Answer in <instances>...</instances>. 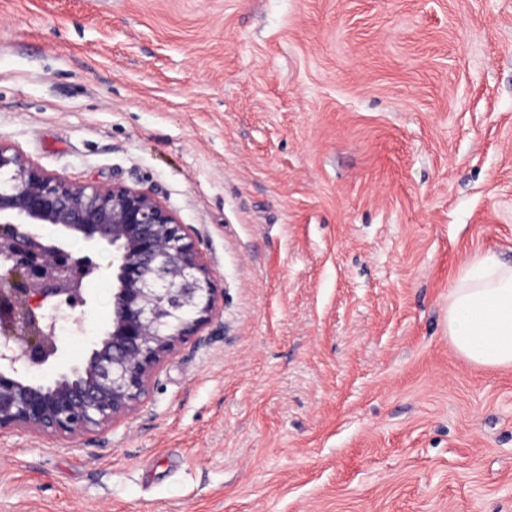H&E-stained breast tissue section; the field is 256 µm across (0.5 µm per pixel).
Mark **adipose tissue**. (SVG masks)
I'll return each instance as SVG.
<instances>
[{
  "mask_svg": "<svg viewBox=\"0 0 512 512\" xmlns=\"http://www.w3.org/2000/svg\"><path fill=\"white\" fill-rule=\"evenodd\" d=\"M448 338L471 364L512 367V262L489 251L460 271L448 290Z\"/></svg>",
  "mask_w": 512,
  "mask_h": 512,
  "instance_id": "1",
  "label": "adipose tissue"
}]
</instances>
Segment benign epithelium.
Segmentation results:
<instances>
[{
    "label": "benign epithelium",
    "mask_w": 512,
    "mask_h": 512,
    "mask_svg": "<svg viewBox=\"0 0 512 512\" xmlns=\"http://www.w3.org/2000/svg\"><path fill=\"white\" fill-rule=\"evenodd\" d=\"M112 247V310L86 356L58 353L55 312L85 328L95 271L65 240ZM216 309L212 267L155 193L46 172L0 138V434H103L143 400L158 367Z\"/></svg>",
    "instance_id": "benign-epithelium-1"
}]
</instances>
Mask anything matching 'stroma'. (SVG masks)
Instances as JSON below:
<instances>
[{
  "label": "stroma",
  "mask_w": 512,
  "mask_h": 512,
  "mask_svg": "<svg viewBox=\"0 0 512 512\" xmlns=\"http://www.w3.org/2000/svg\"><path fill=\"white\" fill-rule=\"evenodd\" d=\"M0 137L148 189L218 289L136 412L0 437V512H512V368L448 288L512 261V0H0ZM82 358L112 304V250Z\"/></svg>",
  "instance_id": "1"
}]
</instances>
